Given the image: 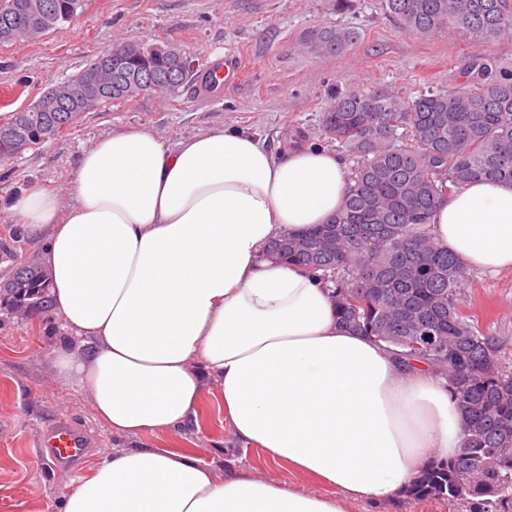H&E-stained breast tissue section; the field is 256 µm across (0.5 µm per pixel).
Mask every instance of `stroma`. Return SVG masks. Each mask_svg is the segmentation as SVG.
I'll return each instance as SVG.
<instances>
[{
  "label": "stroma",
  "instance_id": "obj_1",
  "mask_svg": "<svg viewBox=\"0 0 512 512\" xmlns=\"http://www.w3.org/2000/svg\"><path fill=\"white\" fill-rule=\"evenodd\" d=\"M323 25L356 28L361 39L345 55H316L301 38ZM126 41L176 45L201 71L214 56L236 55L245 63V78L216 97L198 93L190 82L175 96L142 94L87 113L56 139L0 161L1 202L33 188L66 192L83 150L118 128H149L172 143L224 125L258 133L276 153L328 148L322 116L336 91L379 89L412 97L427 88L450 90L476 55L512 73V37L477 43L459 34H410L377 0H354L353 9L341 14L330 10L328 0H89L80 17L58 29L30 42L0 44V113L26 109L91 58ZM43 246L0 210V282L17 266L38 262ZM466 295V313L512 357V274L472 270ZM68 341L52 310L27 317L0 312V512H60L71 480L113 451L142 445L191 451L222 476L247 470L319 490L317 479L273 464L261 449L243 448L211 393L203 396L195 422L180 432L112 434L52 364ZM64 416L85 435L87 455L56 464L41 441Z\"/></svg>",
  "mask_w": 512,
  "mask_h": 512
}]
</instances>
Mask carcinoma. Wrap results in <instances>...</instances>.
<instances>
[{"mask_svg":"<svg viewBox=\"0 0 512 512\" xmlns=\"http://www.w3.org/2000/svg\"><path fill=\"white\" fill-rule=\"evenodd\" d=\"M58 12L52 28L73 21L88 0H50ZM76 6L71 14L70 6ZM403 30L421 36L461 33L483 42L512 35V0H381ZM11 42L42 34L28 15L0 7V29ZM361 38L351 28L324 26L306 33L316 53L341 56ZM122 56L121 75L157 73L167 61ZM192 77L132 88L175 95ZM457 90L421 91L403 98L381 91L336 92L323 126L353 161L350 186L330 224L302 237L272 242L287 262L334 284L341 321L384 342L407 361H426L449 377L464 418L461 451L427 465L410 487L417 498L460 502L469 512H512V361L499 340L464 312L469 270L431 231L441 198L475 180L512 184V74L488 58L473 57ZM60 112L38 121L16 112L15 140L0 139V160L44 142ZM9 310L40 312L50 304V281L39 268L15 271L0 289Z\"/></svg>","mask_w":512,"mask_h":512,"instance_id":"1","label":"carcinoma"}]
</instances>
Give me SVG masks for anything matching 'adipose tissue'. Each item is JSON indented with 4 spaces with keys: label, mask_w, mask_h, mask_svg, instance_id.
<instances>
[{
    "label": "adipose tissue",
    "mask_w": 512,
    "mask_h": 512,
    "mask_svg": "<svg viewBox=\"0 0 512 512\" xmlns=\"http://www.w3.org/2000/svg\"><path fill=\"white\" fill-rule=\"evenodd\" d=\"M348 186L332 150L277 155L232 128L172 144L122 128L80 155L66 195L12 202L46 239L53 310L79 340L54 365L102 424L174 432L213 389L243 446L333 489L221 479L192 453L130 448L97 462L62 512H347L396 502L429 461L459 452L447 382L346 327L330 285L266 252L330 223ZM433 224L466 266L512 273V184L454 189Z\"/></svg>",
    "instance_id": "1"
}]
</instances>
